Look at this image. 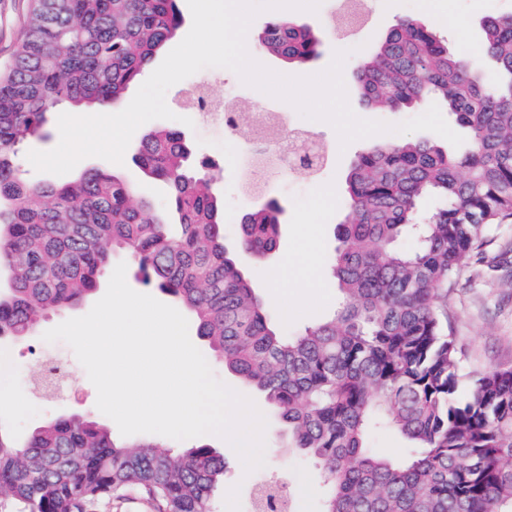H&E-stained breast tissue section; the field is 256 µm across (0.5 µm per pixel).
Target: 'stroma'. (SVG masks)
I'll return each mask as SVG.
<instances>
[{"label":"stroma","instance_id":"obj_1","mask_svg":"<svg viewBox=\"0 0 512 512\" xmlns=\"http://www.w3.org/2000/svg\"><path fill=\"white\" fill-rule=\"evenodd\" d=\"M372 6L367 24L347 36H331L323 44L320 56L307 66L292 68L274 57H264L263 65L283 75H314L329 65L334 51H347L344 63V83L348 85L349 104L358 117H366L365 107L352 91L353 73L360 58L359 47H373L380 36L396 20L419 16L432 23L451 48L466 52L468 46L480 44L482 17L512 10V0H453L451 15L425 11L422 0H370ZM27 9L26 0H0V65L6 63L19 38ZM206 85L214 96L224 98L237 93L245 101H256L286 113L289 128H303L330 146V154L323 168L312 175L290 170L287 159H279L265 176L264 189L284 206L281 251L302 253L313 251L321 272L328 300L307 298L293 308L269 298L265 281L267 263L242 259L244 272L254 281L266 304L281 319L288 333H296L333 315L340 301L336 281L329 270V258L336 246L334 228L339 220L340 202L344 196L345 176L354 156L364 147V140L340 146L334 128L323 121L302 117L289 103L273 98L262 91L244 85L237 74L224 68H206L173 85L166 93V104L176 115H190L192 127L186 128L187 137L197 146L201 156L217 163L216 189L224 198V234L227 241L237 236L240 217L252 205L253 197L243 187V178L249 173L245 158L248 136L245 131H227L222 125L186 113L182 98L184 92L196 85ZM374 120L397 124L414 118L411 110L377 112ZM332 194L331 206L318 205L321 191ZM491 243L478 259L463 266L453 288L448 291V332L455 340L464 371L484 372L512 364V223L494 227ZM91 302L77 307L49 313L34 333L23 340L0 345V354L7 360L0 364V391L6 401H0V425L13 428L19 435H27L46 421L59 416L89 418L112 428L113 438H120L114 422L96 407L97 392L84 367L71 347L62 341L48 343L43 334L66 321L87 314ZM66 359L78 387L76 394L51 398L37 392L35 381L45 358ZM258 409L265 415L268 426L265 433L266 464L252 473H245L243 465L232 448L210 435L201 436V443L209 445L225 462L224 481L218 485L212 502L213 512H252L250 489L259 481L283 480L288 485V496L293 512H320L324 484L314 463L301 461L289 454L287 436L265 399L257 392H248Z\"/></svg>","mask_w":512,"mask_h":512}]
</instances>
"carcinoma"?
Segmentation results:
<instances>
[{"mask_svg": "<svg viewBox=\"0 0 512 512\" xmlns=\"http://www.w3.org/2000/svg\"><path fill=\"white\" fill-rule=\"evenodd\" d=\"M0 68V340L31 335L52 310L87 301L116 250L171 296L224 369L259 391L292 450L322 471L321 512H512V365L475 373L467 395L448 334V284L495 225L512 219V12L481 21L484 72L418 17L401 18L358 61L370 112L436 100L467 133L375 143L345 179L331 261L343 304L290 335L269 314L238 254L267 260L283 224L275 199L249 206L225 244L224 198L184 132L160 127L133 147L141 188L95 167L66 183L28 180L19 151L68 103H120L182 24L178 0H27ZM326 32L278 20L252 38L261 56L303 66ZM393 430L414 451L386 457ZM224 460L205 444L172 454L118 443L95 420L62 416L19 441L0 430V499L23 512H90L136 489L153 512H211ZM370 448L383 456H393L398 448L408 446L398 434L390 430H380L369 440Z\"/></svg>", "mask_w": 512, "mask_h": 512, "instance_id": "carcinoma-1", "label": "carcinoma"}]
</instances>
